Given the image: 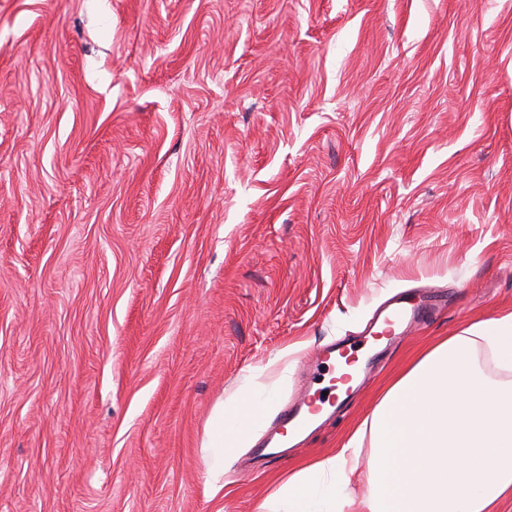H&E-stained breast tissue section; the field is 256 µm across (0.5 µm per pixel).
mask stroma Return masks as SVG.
<instances>
[{"mask_svg": "<svg viewBox=\"0 0 512 512\" xmlns=\"http://www.w3.org/2000/svg\"><path fill=\"white\" fill-rule=\"evenodd\" d=\"M420 288L346 407L206 493L219 399L284 408ZM508 313L512 0H0V512H258ZM432 304L413 302L406 298H398L390 303L379 316L363 332V337H344L330 345L323 347L317 359V365L325 364L332 358H342L350 365L359 361L362 354L361 371L364 375L370 374L375 368V354L367 348L368 338L371 336L382 338L388 336L389 340L401 335L399 331L405 326L426 323L433 315ZM382 324L381 331L376 330ZM378 338V339H380ZM349 361V363H348Z\"/></svg>", "mask_w": 512, "mask_h": 512, "instance_id": "1", "label": "stroma"}]
</instances>
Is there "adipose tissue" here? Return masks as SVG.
I'll list each match as a JSON object with an SVG mask.
<instances>
[{"instance_id": "obj_1", "label": "adipose tissue", "mask_w": 512, "mask_h": 512, "mask_svg": "<svg viewBox=\"0 0 512 512\" xmlns=\"http://www.w3.org/2000/svg\"><path fill=\"white\" fill-rule=\"evenodd\" d=\"M483 353L502 378L481 372ZM274 409L250 389L217 402L201 445L211 493ZM362 480L367 491L358 498L352 487ZM508 494L512 313L427 348L335 453L289 474L260 512H491Z\"/></svg>"}]
</instances>
